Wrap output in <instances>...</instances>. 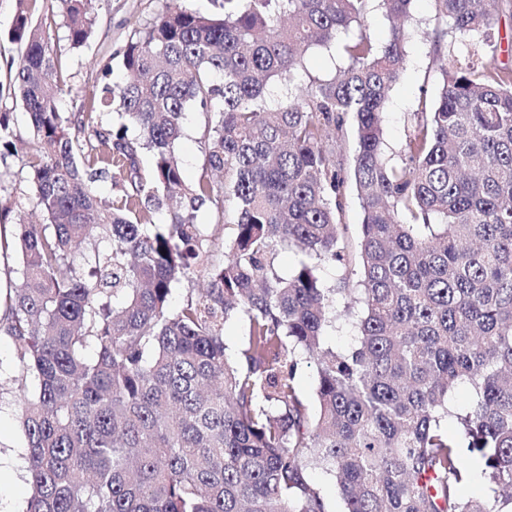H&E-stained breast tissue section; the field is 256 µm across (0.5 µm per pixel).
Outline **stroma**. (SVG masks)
Here are the masks:
<instances>
[{
  "label": "stroma",
  "mask_w": 512,
  "mask_h": 512,
  "mask_svg": "<svg viewBox=\"0 0 512 512\" xmlns=\"http://www.w3.org/2000/svg\"><path fill=\"white\" fill-rule=\"evenodd\" d=\"M162 6V0H97L96 24L89 47L76 52L66 47L61 50L62 74L67 85L86 94L98 86L103 61H111L113 70H120L119 56L134 29L152 19ZM18 9L17 0H0V112L10 114L15 134L26 140L30 137L26 109L7 89L8 64L20 52L19 44L12 42L10 36ZM413 15L415 34L407 46L404 69L389 92L384 114V154L393 163L402 158L419 99L437 92L441 65L463 59L467 52L459 42L441 61H434L431 45L423 37L424 31L434 25L430 0H416ZM16 352L11 337H0V512H26L30 492L19 429V405L14 397L21 389L33 393L36 383L21 376Z\"/></svg>",
  "instance_id": "35a3bbf8"
}]
</instances>
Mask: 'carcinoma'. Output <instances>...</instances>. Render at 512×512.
Returning a JSON list of instances; mask_svg holds the SVG:
<instances>
[{
    "label": "carcinoma",
    "mask_w": 512,
    "mask_h": 512,
    "mask_svg": "<svg viewBox=\"0 0 512 512\" xmlns=\"http://www.w3.org/2000/svg\"><path fill=\"white\" fill-rule=\"evenodd\" d=\"M211 2L166 0L126 44L123 80L106 61L100 93L70 113L53 28L16 16L9 88L44 217L0 209L16 226L0 249L20 259L0 332L37 381L20 398L26 512H330L316 470L343 512H512V67L490 43L512 0H431L434 55L467 37L471 60L419 100L398 164L383 158V113L415 0ZM95 3L59 0L70 49L88 44ZM375 7L392 23L383 41L366 29ZM315 48L340 57L333 75L309 71ZM274 81L288 95L270 103ZM192 109L203 172L189 183L178 145ZM24 149L1 112L0 190ZM202 210L231 225L218 263ZM279 248L301 254L286 275ZM198 280L170 311L172 288ZM237 316L249 334L230 362ZM344 322L358 329L348 351L326 343ZM308 361L315 413L297 387ZM468 457L479 499L461 493ZM248 326L245 319L230 320L224 327V343L227 353L233 356L237 349L246 341Z\"/></svg>",
    "instance_id": "obj_1"
}]
</instances>
